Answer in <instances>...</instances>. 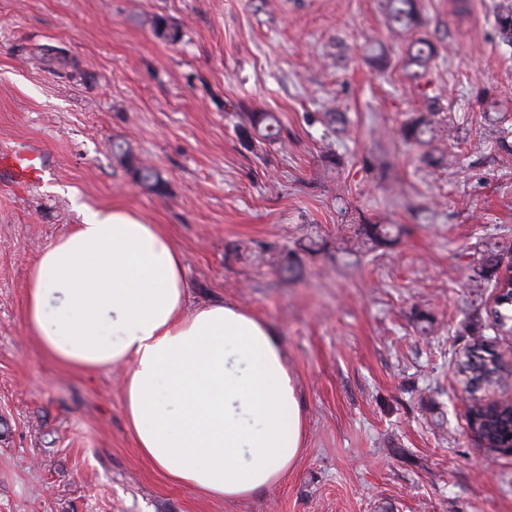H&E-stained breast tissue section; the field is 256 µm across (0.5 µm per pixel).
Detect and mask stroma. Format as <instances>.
Returning a JSON list of instances; mask_svg holds the SVG:
<instances>
[{
	"instance_id": "35a3bbf8",
	"label": "stroma",
	"mask_w": 512,
	"mask_h": 512,
	"mask_svg": "<svg viewBox=\"0 0 512 512\" xmlns=\"http://www.w3.org/2000/svg\"><path fill=\"white\" fill-rule=\"evenodd\" d=\"M498 2L461 15L458 0H418L423 27L399 35L386 0H0V151L40 143L47 167L35 186L0 178V512H512V454L470 434L455 373L472 266L512 245ZM154 16L181 40L158 38ZM421 38L435 54L416 77ZM47 46L76 67L44 62ZM430 108L439 136L405 143L401 125ZM246 112L277 113L279 140L245 148ZM439 153L447 163L424 162ZM132 161L158 168L165 193L137 184ZM117 204L166 225L191 305L234 304L278 331L305 444L264 494L224 503L171 485L127 428L122 370L74 373L29 335L37 256L79 206ZM364 222L401 233L345 256ZM286 252L300 265L288 281Z\"/></svg>"
}]
</instances>
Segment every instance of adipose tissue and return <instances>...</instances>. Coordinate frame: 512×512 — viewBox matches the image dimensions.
Masks as SVG:
<instances>
[{"mask_svg": "<svg viewBox=\"0 0 512 512\" xmlns=\"http://www.w3.org/2000/svg\"><path fill=\"white\" fill-rule=\"evenodd\" d=\"M82 215L27 282L26 327L44 355L80 373L125 368L127 427L170 483L230 503L285 481L304 418L273 325L221 302L189 307L163 225L121 205Z\"/></svg>", "mask_w": 512, "mask_h": 512, "instance_id": "1", "label": "adipose tissue"}]
</instances>
